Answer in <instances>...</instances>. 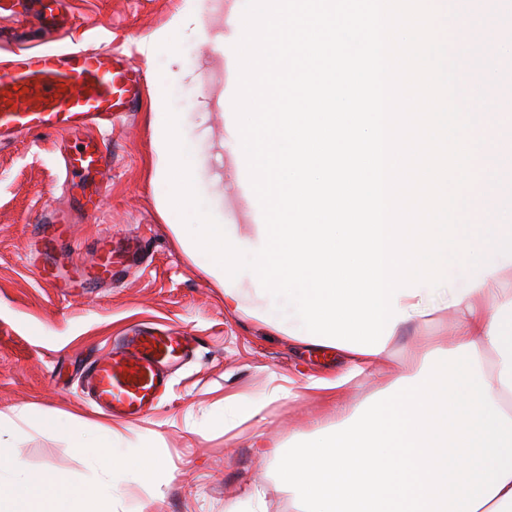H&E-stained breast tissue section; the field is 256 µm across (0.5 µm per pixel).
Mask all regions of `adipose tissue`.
Listing matches in <instances>:
<instances>
[{
    "instance_id": "ef3b65f1",
    "label": "adipose tissue",
    "mask_w": 512,
    "mask_h": 512,
    "mask_svg": "<svg viewBox=\"0 0 512 512\" xmlns=\"http://www.w3.org/2000/svg\"><path fill=\"white\" fill-rule=\"evenodd\" d=\"M474 170L480 180L470 194L471 223L497 224L502 235L512 231L497 222L500 205L490 198L486 178L498 170L486 152H479ZM496 264L495 272L476 279L462 268H447L451 281L440 290L425 287L400 297L409 316L398 329L426 332L448 321L452 339L429 340L391 368L382 398L349 423L317 428L288 447H270V462L296 512H512V289L503 285L512 261L501 257ZM343 355L348 367L335 380L311 377L302 386L292 381L275 388V397H296L304 389L335 397L358 376L380 370L388 357L348 349ZM447 372L453 375L448 400L460 412L472 450L438 462L426 447L421 395ZM14 458V448L0 439V503H9V512H110L109 490L78 489L54 470L4 476ZM102 462L107 473L129 470L145 484L156 482L153 446L135 456L108 451Z\"/></svg>"
}]
</instances>
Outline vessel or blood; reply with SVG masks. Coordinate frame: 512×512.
<instances>
[{"label": "vessel or blood", "instance_id": "b4317fda", "mask_svg": "<svg viewBox=\"0 0 512 512\" xmlns=\"http://www.w3.org/2000/svg\"><path fill=\"white\" fill-rule=\"evenodd\" d=\"M35 18L48 30L64 29L69 18L59 0H0V18ZM143 71L111 50L74 48L15 53L0 63V144L32 134L63 133L74 143L64 158L79 210L89 217L101 209L112 155L91 129L111 126L123 112L135 111ZM72 227L67 215L48 214L29 243L34 274L62 296L112 277L125 244L109 236L97 243L90 263L73 260ZM193 339L184 333L135 331L121 337L108 355L89 362L84 388L111 416L135 419L149 411L164 393L167 364L184 360Z\"/></svg>", "mask_w": 512, "mask_h": 512}]
</instances>
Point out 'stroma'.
<instances>
[{
  "instance_id": "35a3bbf8",
  "label": "stroma",
  "mask_w": 512,
  "mask_h": 512,
  "mask_svg": "<svg viewBox=\"0 0 512 512\" xmlns=\"http://www.w3.org/2000/svg\"><path fill=\"white\" fill-rule=\"evenodd\" d=\"M66 30L42 33L35 22L0 19V58L36 45L62 48L75 43L109 48L140 66L147 81L136 111L116 121L107 147L112 183L97 218L81 214L63 185L62 159L68 140L61 134L29 135L0 146V416L27 410L29 420L15 432L20 470L51 468L76 486L111 483L116 512H224V504L262 490L267 512H294L290 495L271 477L270 463L253 446L257 435L288 444L309 431L311 421L339 423L329 402L307 395L272 399L285 378L332 379L346 367L335 351L300 345L261 321L224 307V290L179 246L163 215L161 190L153 181L150 96L153 82L173 69L184 81L169 89L174 111L186 113L190 130L219 174L214 194L237 223L254 221L241 206L243 185L223 149L224 59L213 38L229 36L232 10L244 0H200L205 35L184 36L175 53H148L150 37L168 27L184 0H64ZM465 46H478L487 29L512 28V11L494 18L481 5L461 13ZM50 212L69 214L76 263L91 262L104 235L136 244V254L116 268L110 281L85 295L61 297L39 281L26 259L37 224ZM134 326H150L195 336L193 354L176 366L171 390L147 416L130 421L93 409L82 392L87 362L108 352L115 336ZM264 402L262 413L221 428L238 401ZM78 416L116 430L118 451L145 441L156 447L166 474L145 489L127 471L113 476L90 453H78L43 418Z\"/></svg>"
}]
</instances>
